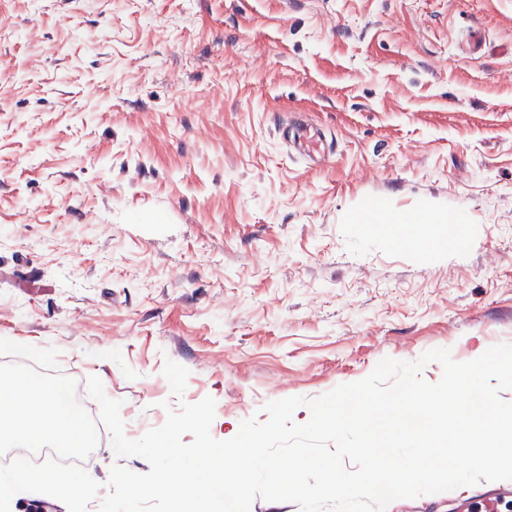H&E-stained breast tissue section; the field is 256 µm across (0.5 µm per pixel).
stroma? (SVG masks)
Returning <instances> with one entry per match:
<instances>
[{"mask_svg":"<svg viewBox=\"0 0 512 512\" xmlns=\"http://www.w3.org/2000/svg\"><path fill=\"white\" fill-rule=\"evenodd\" d=\"M0 338L99 377L128 438L209 396L219 440L512 343V0H0ZM115 466L150 470L103 436L87 512Z\"/></svg>","mask_w":512,"mask_h":512,"instance_id":"35a3bbf8","label":"stroma"}]
</instances>
